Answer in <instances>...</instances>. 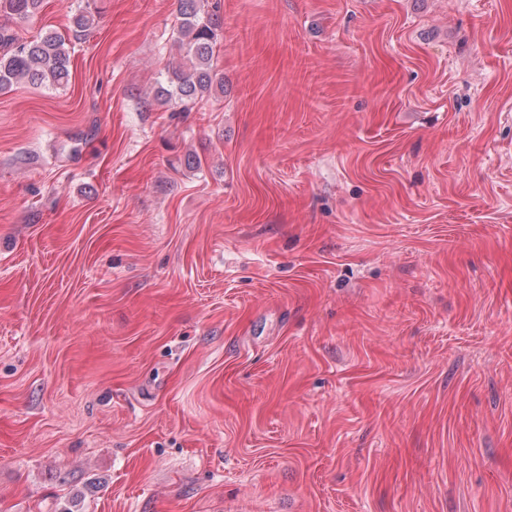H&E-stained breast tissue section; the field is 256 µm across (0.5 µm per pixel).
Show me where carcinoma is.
<instances>
[{
  "mask_svg": "<svg viewBox=\"0 0 512 512\" xmlns=\"http://www.w3.org/2000/svg\"><path fill=\"white\" fill-rule=\"evenodd\" d=\"M206 0H178L180 25L177 42L184 55L182 62L167 76L168 87L159 90L164 101H178L184 110L213 91H224V75L213 65L218 23L204 10ZM42 0H0V14L25 20L36 13ZM94 23L91 13L72 17V33L77 38ZM0 90L20 81L34 86L55 87L68 82L69 49L57 33L17 43L5 28H0Z\"/></svg>",
  "mask_w": 512,
  "mask_h": 512,
  "instance_id": "cac0c4a2",
  "label": "carcinoma"
}]
</instances>
